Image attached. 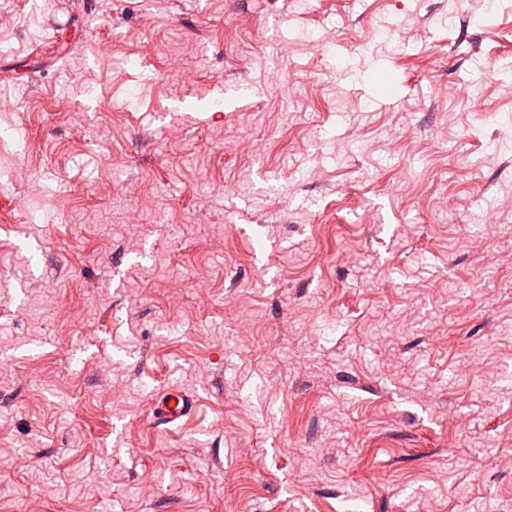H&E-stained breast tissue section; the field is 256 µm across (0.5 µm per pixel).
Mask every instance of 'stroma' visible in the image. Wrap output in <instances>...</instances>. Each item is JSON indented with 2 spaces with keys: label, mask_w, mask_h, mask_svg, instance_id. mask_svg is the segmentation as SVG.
<instances>
[{
  "label": "stroma",
  "mask_w": 512,
  "mask_h": 512,
  "mask_svg": "<svg viewBox=\"0 0 512 512\" xmlns=\"http://www.w3.org/2000/svg\"><path fill=\"white\" fill-rule=\"evenodd\" d=\"M509 86L512 0H0V512H512ZM175 400V405L170 404ZM192 398L180 390H170L164 394L161 404L157 407L158 412L155 415L157 426L168 425L187 415L192 409Z\"/></svg>",
  "instance_id": "1"
}]
</instances>
